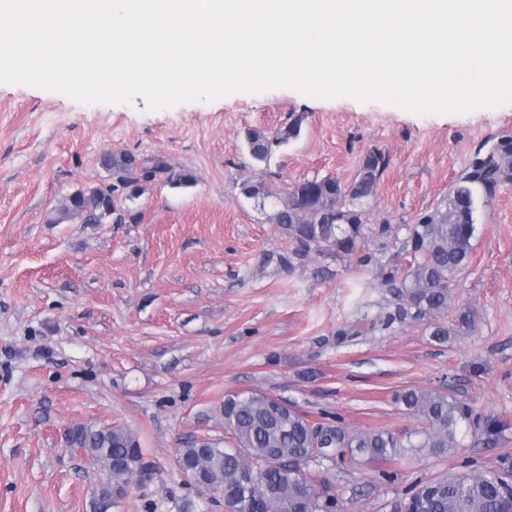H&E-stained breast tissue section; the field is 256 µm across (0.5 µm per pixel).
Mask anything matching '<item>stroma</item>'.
Listing matches in <instances>:
<instances>
[{
  "mask_svg": "<svg viewBox=\"0 0 512 512\" xmlns=\"http://www.w3.org/2000/svg\"><path fill=\"white\" fill-rule=\"evenodd\" d=\"M296 119L300 135L270 164L252 160L248 132L272 136ZM509 137L512 104L418 115L276 89L152 111L139 96L85 105L0 84V512H96L98 473L68 441L86 424L136 432L152 473L109 512H224L187 484L177 456L224 438V397L246 390L316 425L398 435L421 426L394 400L404 390H445L474 408L480 422L460 428L454 453L310 463L344 512H395L419 479L512 470V180L478 195L452 302L474 329L442 342L424 319L381 324L403 304L382 275L403 264L408 227ZM373 151L386 167L361 255L279 266L290 242L268 219L275 203L243 185L349 184ZM125 152L195 181L145 184L109 224L60 217L64 197L111 183L102 160Z\"/></svg>",
  "mask_w": 512,
  "mask_h": 512,
  "instance_id": "35a3bbf8",
  "label": "stroma"
}]
</instances>
